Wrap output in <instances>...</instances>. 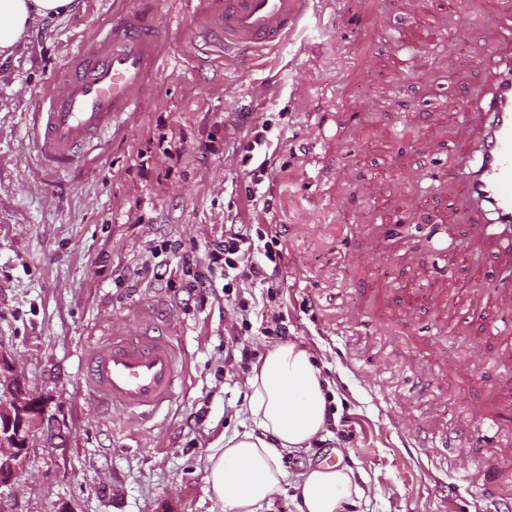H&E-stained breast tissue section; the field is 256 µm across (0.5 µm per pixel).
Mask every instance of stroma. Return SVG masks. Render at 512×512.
<instances>
[{"instance_id": "35a3bbf8", "label": "stroma", "mask_w": 512, "mask_h": 512, "mask_svg": "<svg viewBox=\"0 0 512 512\" xmlns=\"http://www.w3.org/2000/svg\"><path fill=\"white\" fill-rule=\"evenodd\" d=\"M441 2L310 0L279 44L225 57L193 46L201 0H154V88L69 169L45 165L37 112L68 52L136 0H76L0 63V351L65 422L63 449H31L6 512H220L207 459L248 423L250 370L227 351L242 342L262 358L278 316L327 379L331 419L285 458L290 482L262 512H298L293 477L338 456L360 512H512V336L488 328L504 311L503 262L466 224L448 152L472 137L454 118L460 90L487 85L475 46L497 0ZM398 17L418 46L405 65L378 44ZM261 125L254 159L271 165L257 184L241 156ZM402 202L405 226L389 219ZM231 224L277 238V289L260 252V276L209 273L191 296L140 277L146 262L178 264L151 246L201 255ZM477 279L487 289L467 291ZM145 308L170 315L184 374L143 425L96 406L82 376L87 346L135 334ZM490 463L497 502L477 484Z\"/></svg>"}]
</instances>
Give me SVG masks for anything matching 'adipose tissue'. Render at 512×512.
I'll list each match as a JSON object with an SVG mask.
<instances>
[{
    "instance_id": "ef3b65f1",
    "label": "adipose tissue",
    "mask_w": 512,
    "mask_h": 512,
    "mask_svg": "<svg viewBox=\"0 0 512 512\" xmlns=\"http://www.w3.org/2000/svg\"><path fill=\"white\" fill-rule=\"evenodd\" d=\"M74 0H0V60L12 56L36 19L69 11ZM250 430L225 438L212 453L206 484L221 512H261L287 478L286 455L310 448L327 425L326 380L312 353L294 342L272 347L246 381ZM299 512H351L359 489L343 462L299 474Z\"/></svg>"
}]
</instances>
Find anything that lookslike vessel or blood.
<instances>
[{"mask_svg":"<svg viewBox=\"0 0 512 512\" xmlns=\"http://www.w3.org/2000/svg\"><path fill=\"white\" fill-rule=\"evenodd\" d=\"M306 2L204 0L195 37L219 54L270 48L287 37ZM161 37L151 4L143 0L82 40L38 114L37 142L46 163L71 167L93 139L140 110L160 68ZM480 50L490 61L489 87L479 96L461 92L458 118L466 125L482 122L483 131L475 147L457 148L456 171L471 221L512 255V0H503ZM180 376L181 355L151 312L135 336L112 332L86 354L87 393L134 415L170 402Z\"/></svg>","mask_w":512,"mask_h":512,"instance_id":"1","label":"vessel or blood"}]
</instances>
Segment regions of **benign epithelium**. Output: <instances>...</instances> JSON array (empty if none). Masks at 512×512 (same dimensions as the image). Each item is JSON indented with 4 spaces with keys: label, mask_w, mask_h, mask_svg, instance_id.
<instances>
[{
    "label": "benign epithelium",
    "mask_w": 512,
    "mask_h": 512,
    "mask_svg": "<svg viewBox=\"0 0 512 512\" xmlns=\"http://www.w3.org/2000/svg\"><path fill=\"white\" fill-rule=\"evenodd\" d=\"M46 398L28 388L23 370L0 350V488L11 485L38 435L45 434Z\"/></svg>",
    "instance_id": "7a95c632"
}]
</instances>
